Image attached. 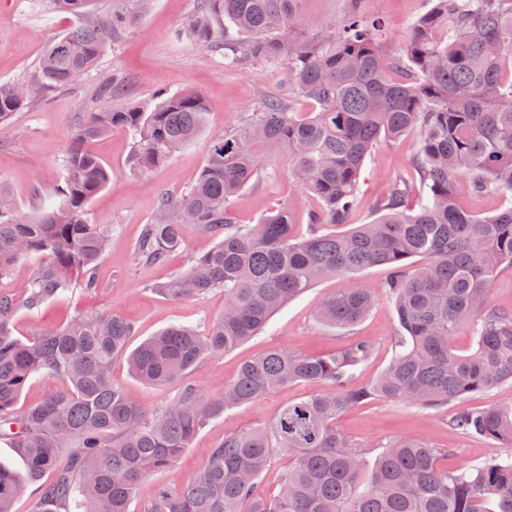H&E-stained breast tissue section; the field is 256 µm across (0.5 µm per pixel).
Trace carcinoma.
Instances as JSON below:
<instances>
[{"label":"carcinoma","mask_w":512,"mask_h":512,"mask_svg":"<svg viewBox=\"0 0 512 512\" xmlns=\"http://www.w3.org/2000/svg\"><path fill=\"white\" fill-rule=\"evenodd\" d=\"M185 35L217 52L224 66L248 62L281 71L290 91L315 104L293 112L283 99L261 102L239 126L211 141L193 186L161 199L154 222L135 243L138 258L164 261L184 228L215 241L184 272L152 290L173 299L224 289V313L199 331L173 324L128 351L132 323L122 316H79L44 335L13 334L16 302L0 294V440L35 486L34 512H132L140 482L177 465L209 423L293 382L322 386L283 405L272 422L224 436L192 485L164 486L140 512H512V457L450 471L442 451L398 441L365 471L366 450L336 429L346 409L373 398L438 408L512 384V311L489 302L499 271L512 268V206L482 217L455 201V179L476 194H512V0H435L400 51H383L384 23L349 0L338 25L311 26L301 0H197ZM146 0H112V15L86 20L91 0H39L46 13L81 19L54 38L38 64L41 81L75 85L111 43L142 16ZM32 87L0 83V134ZM201 92L162 93L144 108L87 113L65 163L63 184L37 212L18 211L0 183V277L19 261L42 257L23 295L28 308L78 285L95 291V266L106 246L103 224H89L88 203L111 180L92 149L114 127L133 139L130 163L153 168L201 133ZM418 136L414 171L427 189L416 210L404 184L376 201L372 220L352 223L365 158L383 139ZM289 172L319 210L304 236L292 207L281 204L251 226L236 222L232 199L266 171L279 149ZM387 266L386 298L401 333L394 356L370 385L350 381L371 349L357 343L331 355L272 350L243 363L224 393L181 386L149 410L112 383V362L127 355L131 374L155 386L182 380L204 358L258 335L271 316L324 277H353ZM377 300L367 288H342L317 305L319 319L347 327ZM471 327L475 349L453 348L457 327ZM60 382L48 398L19 406L30 379ZM454 425L512 447V403L457 415ZM288 457L278 492L261 474L275 453ZM52 479L44 481L46 475ZM16 472L0 465V512L21 492Z\"/></svg>","instance_id":"obj_1"}]
</instances>
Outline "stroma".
Instances as JSON below:
<instances>
[{
	"label": "stroma",
	"instance_id": "stroma-1",
	"mask_svg": "<svg viewBox=\"0 0 512 512\" xmlns=\"http://www.w3.org/2000/svg\"><path fill=\"white\" fill-rule=\"evenodd\" d=\"M370 17L387 26L384 49L397 53L417 20L432 6L431 0H364ZM197 7V0H150L146 14L129 27L102 58L98 67L71 89L39 90L34 100L13 118L16 134L0 143V182L9 187L17 208L36 211L44 195L63 181V164L73 136L85 113L106 104L124 106L152 102L158 90L175 92L202 89L207 97L205 128L163 165L149 171L133 169L129 163L132 139L121 127L96 144V151L112 179L89 203L86 219L109 229L108 246L97 266L100 287L86 293L76 287L39 308L18 304L13 318L19 338L55 330L80 314L117 313L135 328L132 345H139L171 324L205 327L224 310V291L217 288L204 296L172 300L151 291L150 286L186 270L192 260L214 245L212 239L187 229L182 246L165 262L149 265L138 259L134 245L144 224L157 213L161 197H181L192 188L205 164L211 140L238 125L263 97L284 92L280 73L260 68L228 69L212 49L176 38L175 32ZM67 14H45L32 0H0V82H36L38 62L49 40L76 25ZM124 78L120 95L106 101L101 85L111 76ZM417 146L409 135L396 143L380 144L367 156L360 177V196L355 223L362 224L375 202L401 176L410 182L408 208H418L424 193L410 168ZM295 208L297 233L309 230V216L316 201L291 181L284 155L271 157L262 179L249 185L233 201L238 223L256 224L280 203ZM391 271L377 266L360 272L351 281L378 292L370 313L354 326L331 327L319 320L316 306L325 296L347 287L350 281L327 277L315 288L277 311L267 326L236 349L203 359L187 375L188 383L207 393L219 394L231 385L241 364L271 349L306 354H330L354 342L370 345L372 354L355 372L354 385L375 379L389 364L399 333L395 310L381 292ZM112 381L147 408L154 409L173 398L177 386L147 385L134 378L125 360L112 364ZM314 385L298 382L276 390L263 399L241 406L211 421L194 439L173 471L151 474L139 486L138 501L149 499L163 484L193 482L209 451L224 436L270 423L288 402L314 392ZM512 402V384L501 385L471 396L465 403L423 409L413 405L374 399L353 407L336 420L337 429L364 446L367 461L390 442L410 439L445 449L442 466L471 467L493 458L512 456L500 443L467 434L452 424L462 406L482 408Z\"/></svg>",
	"mask_w": 512,
	"mask_h": 512
}]
</instances>
